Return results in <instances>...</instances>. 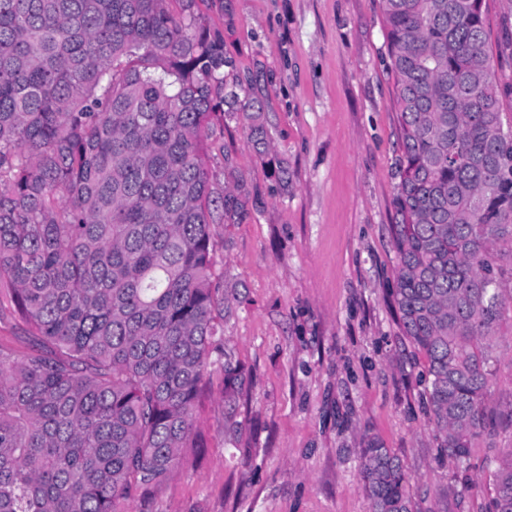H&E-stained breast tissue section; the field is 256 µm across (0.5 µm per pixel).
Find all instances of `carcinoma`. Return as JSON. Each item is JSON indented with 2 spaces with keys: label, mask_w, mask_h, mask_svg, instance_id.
I'll list each match as a JSON object with an SVG mask.
<instances>
[{
  "label": "carcinoma",
  "mask_w": 512,
  "mask_h": 512,
  "mask_svg": "<svg viewBox=\"0 0 512 512\" xmlns=\"http://www.w3.org/2000/svg\"><path fill=\"white\" fill-rule=\"evenodd\" d=\"M397 108L390 290L424 354L443 457L487 430L492 341L512 310V104L483 0H378ZM214 0H0V288L28 328L0 347V512H123L162 488L224 354L212 225L250 191L213 181L224 116L271 149L261 103L227 89ZM225 396L242 385L224 359ZM370 512H415L402 460L361 452ZM494 512H512V448Z\"/></svg>",
  "instance_id": "obj_1"
}]
</instances>
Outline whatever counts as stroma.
Masks as SVG:
<instances>
[{
	"mask_svg": "<svg viewBox=\"0 0 512 512\" xmlns=\"http://www.w3.org/2000/svg\"><path fill=\"white\" fill-rule=\"evenodd\" d=\"M223 2L211 17L228 79L264 101L272 146L257 155L242 118H229L210 163L216 182L251 191L247 222L213 227L224 351L244 382L228 405L214 374L203 447L127 512H370L359 477L370 436L402 459L419 512H490L500 451L512 448V327L493 343V436L464 463L440 457L417 382L425 360L389 291L399 151L377 0ZM483 11L495 79L512 93V0H483Z\"/></svg>",
	"mask_w": 512,
	"mask_h": 512,
	"instance_id": "35a3bbf8",
	"label": "stroma"
}]
</instances>
